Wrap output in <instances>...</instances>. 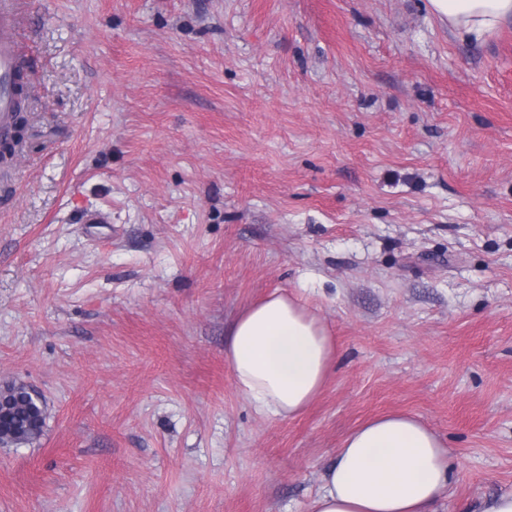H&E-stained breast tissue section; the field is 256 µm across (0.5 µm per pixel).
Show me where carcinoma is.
<instances>
[{"mask_svg":"<svg viewBox=\"0 0 512 512\" xmlns=\"http://www.w3.org/2000/svg\"><path fill=\"white\" fill-rule=\"evenodd\" d=\"M5 426L0 430V445H24L41 436L45 426L43 399L22 383L0 386V412Z\"/></svg>","mask_w":512,"mask_h":512,"instance_id":"carcinoma-1","label":"carcinoma"}]
</instances>
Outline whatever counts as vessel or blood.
Here are the masks:
<instances>
[{"label":"vessel or blood","instance_id":"b4317fda","mask_svg":"<svg viewBox=\"0 0 512 512\" xmlns=\"http://www.w3.org/2000/svg\"><path fill=\"white\" fill-rule=\"evenodd\" d=\"M20 70L21 46L16 0H0V139L11 136L13 85Z\"/></svg>","mask_w":512,"mask_h":512}]
</instances>
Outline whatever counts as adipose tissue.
Here are the masks:
<instances>
[{
	"label": "adipose tissue",
	"instance_id": "1",
	"mask_svg": "<svg viewBox=\"0 0 512 512\" xmlns=\"http://www.w3.org/2000/svg\"><path fill=\"white\" fill-rule=\"evenodd\" d=\"M458 37H480L512 19V0H427ZM238 390L265 414L303 412L326 385L336 350L301 298L274 293L242 312L226 346ZM451 480L448 450L407 414L353 430L323 476L311 512H433Z\"/></svg>",
	"mask_w": 512,
	"mask_h": 512
}]
</instances>
